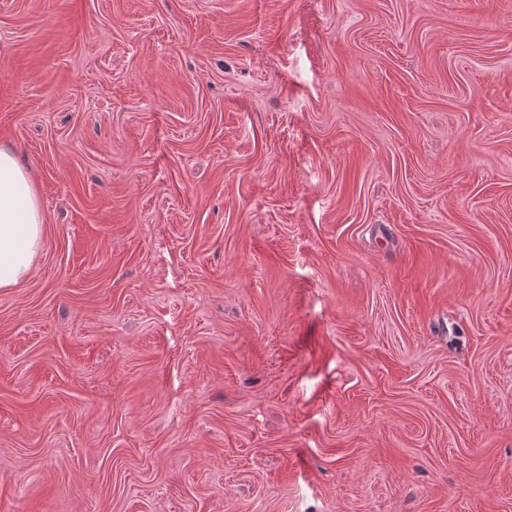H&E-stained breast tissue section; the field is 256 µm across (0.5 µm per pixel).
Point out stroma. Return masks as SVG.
Instances as JSON below:
<instances>
[{"label":"stroma","mask_w":512,"mask_h":512,"mask_svg":"<svg viewBox=\"0 0 512 512\" xmlns=\"http://www.w3.org/2000/svg\"><path fill=\"white\" fill-rule=\"evenodd\" d=\"M0 512H512V0H0ZM45 213L16 154L0 147V288L28 280L43 245Z\"/></svg>","instance_id":"35a3bbf8"}]
</instances>
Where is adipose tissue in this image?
Masks as SVG:
<instances>
[{
    "instance_id": "obj_1",
    "label": "adipose tissue",
    "mask_w": 512,
    "mask_h": 512,
    "mask_svg": "<svg viewBox=\"0 0 512 512\" xmlns=\"http://www.w3.org/2000/svg\"><path fill=\"white\" fill-rule=\"evenodd\" d=\"M45 213L16 154L0 147V288L28 280L43 245Z\"/></svg>"
}]
</instances>
